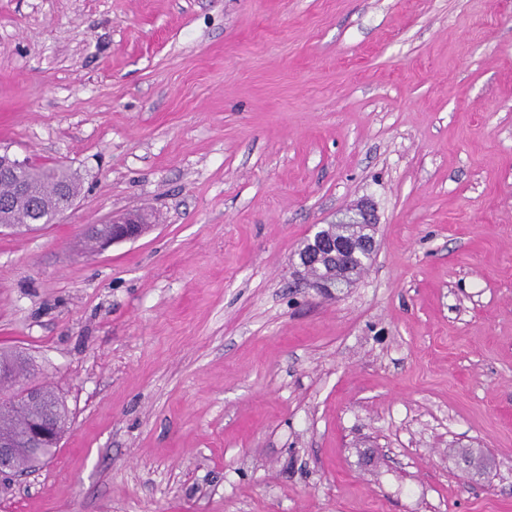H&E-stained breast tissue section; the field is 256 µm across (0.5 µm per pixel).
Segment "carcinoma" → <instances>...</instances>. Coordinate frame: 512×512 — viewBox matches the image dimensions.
<instances>
[{
    "mask_svg": "<svg viewBox=\"0 0 512 512\" xmlns=\"http://www.w3.org/2000/svg\"><path fill=\"white\" fill-rule=\"evenodd\" d=\"M16 180L28 186V194L16 205H5L11 199L12 185L0 184V226L13 229L30 230L35 224L50 222L51 213L59 203L57 189L65 187L74 196L80 192V180L76 174L54 164L29 166L20 171ZM324 236L330 239H354L356 241L368 236L367 226L354 223V217L337 224H328L322 229ZM365 270V265L355 264L351 273L340 260L332 257L324 260L320 276L336 281L344 276L355 279ZM8 370L12 377L0 379V438L12 444L20 470L35 469L40 466L36 461V449L46 447L33 440L29 431L37 420H48L57 428L61 437L70 424V411L65 401L48 387H43L39 401H24L17 390L20 379L31 376L28 356L20 351L0 349V369Z\"/></svg>",
    "mask_w": 512,
    "mask_h": 512,
    "instance_id": "cac0c4a2",
    "label": "carcinoma"
}]
</instances>
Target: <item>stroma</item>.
<instances>
[{
    "instance_id": "35a3bbf8",
    "label": "stroma",
    "mask_w": 512,
    "mask_h": 512,
    "mask_svg": "<svg viewBox=\"0 0 512 512\" xmlns=\"http://www.w3.org/2000/svg\"><path fill=\"white\" fill-rule=\"evenodd\" d=\"M1 151L81 191L0 232L72 419L0 512H512V0H0ZM364 199L323 298L296 253ZM107 224L112 228V231L107 232L109 230ZM107 224H102L98 228L99 232H106L99 235H96L93 225L87 228V230L89 229L88 235H96V248L99 250H104L115 243L138 239L145 230L143 225H146V219L143 218L141 212H137L119 219H112Z\"/></svg>"
}]
</instances>
